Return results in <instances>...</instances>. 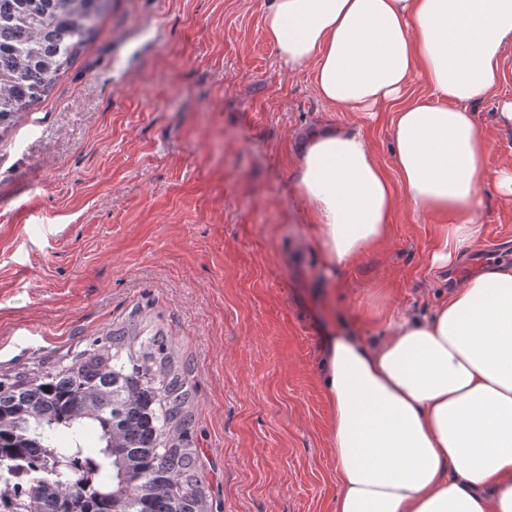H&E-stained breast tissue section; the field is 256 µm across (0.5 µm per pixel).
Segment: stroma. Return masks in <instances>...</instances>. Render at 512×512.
<instances>
[{
    "instance_id": "1",
    "label": "stroma",
    "mask_w": 512,
    "mask_h": 512,
    "mask_svg": "<svg viewBox=\"0 0 512 512\" xmlns=\"http://www.w3.org/2000/svg\"><path fill=\"white\" fill-rule=\"evenodd\" d=\"M266 0H112L45 100L0 133V372L53 359L135 306L194 366L199 477L213 512H333L327 336L430 313L442 219L398 198L387 239L329 276L295 204L300 139L354 128L397 178L394 107L332 108L264 33ZM473 104L491 150L481 237L456 279L512 252V50Z\"/></svg>"
}]
</instances>
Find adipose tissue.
Segmentation results:
<instances>
[{
  "instance_id": "obj_1",
  "label": "adipose tissue",
  "mask_w": 512,
  "mask_h": 512,
  "mask_svg": "<svg viewBox=\"0 0 512 512\" xmlns=\"http://www.w3.org/2000/svg\"><path fill=\"white\" fill-rule=\"evenodd\" d=\"M264 29L288 69L312 68L325 104L401 105L398 181L358 130L314 131L300 155L297 196L326 270L387 238L400 194L444 219L433 265H458L480 234L490 149L470 106L503 77L512 0H270ZM417 72L431 97L402 104ZM373 314L384 339L325 346L335 512H512V267L452 284L429 316Z\"/></svg>"
}]
</instances>
